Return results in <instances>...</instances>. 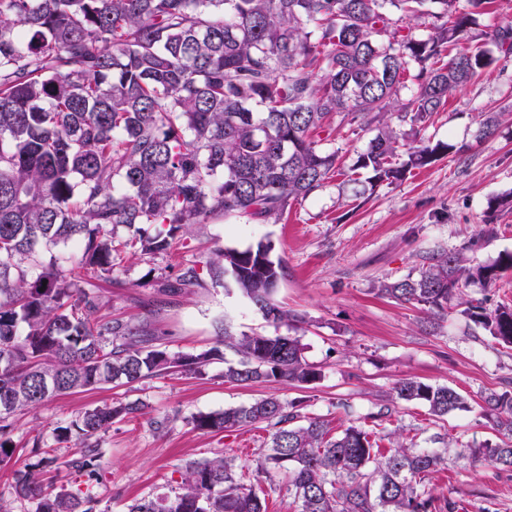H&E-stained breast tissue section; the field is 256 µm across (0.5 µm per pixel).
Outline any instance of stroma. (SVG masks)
Segmentation results:
<instances>
[{
	"mask_svg": "<svg viewBox=\"0 0 512 512\" xmlns=\"http://www.w3.org/2000/svg\"><path fill=\"white\" fill-rule=\"evenodd\" d=\"M490 113L499 114L501 124L492 137L478 139L480 122ZM423 134L455 145V152L362 195L356 184L334 176L276 224L232 218L196 227L189 249L126 257L123 286H101L103 312L139 319L144 302L156 298L158 284L174 278L183 262L211 247L244 249L272 240L285 266L276 299L304 317L298 334L307 361L323 371L321 381L307 388L230 383L223 373L236 358L228 352L199 375L167 374L130 387L106 385L53 397L15 420L16 452L0 466V497L13 512H30L29 503L15 497L10 472L30 462L34 439L49 438L56 426L118 400L138 399L147 409L145 416L114 423L99 440L100 477L92 493L104 512H125L133 500L177 489L193 461L227 455L237 465L255 467L269 428L204 434L189 419L271 395L298 403L301 414L320 416L334 430L368 428L394 383L415 377L454 388L465 408L439 420L424 406L401 404L377 426L380 434L424 448L441 436L456 451L497 443L499 433L481 403L512 382V348L497 344L455 308L435 333H425L419 309L378 296L377 290L418 272L435 253L451 251L477 265L512 251V205L495 212L488 207L490 200L512 193V56L499 58L455 91ZM220 321L237 334L275 331L236 290L208 277L165 305L154 326L169 350L196 353L214 346ZM162 414L173 415L174 422L158 433L148 420ZM429 486L437 512H512V471L491 463L472 466L449 456Z\"/></svg>",
	"mask_w": 512,
	"mask_h": 512,
	"instance_id": "1",
	"label": "stroma"
}]
</instances>
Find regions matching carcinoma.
<instances>
[{
  "label": "carcinoma",
  "mask_w": 512,
  "mask_h": 512,
  "mask_svg": "<svg viewBox=\"0 0 512 512\" xmlns=\"http://www.w3.org/2000/svg\"><path fill=\"white\" fill-rule=\"evenodd\" d=\"M489 3L468 0L465 11L458 0H0V464L14 454L16 412L102 384L199 374L222 347L238 357L224 370L231 383L321 381L288 332L224 327L210 349L171 352L149 318L101 313L99 282L123 284L126 255L169 254L196 224L280 221L340 170L337 115L372 134L352 166L366 172L365 192L447 155L453 145L410 144L387 119L419 132L454 91L512 55L511 23L476 43ZM422 18L425 34L412 24ZM119 227L133 235L118 237ZM69 244V256L53 255ZM274 249L269 239L213 249L158 292H189L204 267L268 323L295 330L302 318L275 299L284 264ZM508 269L512 252L477 266L440 253L378 291L420 308L432 329L464 286L490 288ZM462 314L512 348L511 306L471 298ZM390 402L424 405L438 419L465 406L455 389L415 378L398 381ZM144 409L139 400L96 407L55 427L53 441H76L67 465L89 487L101 434ZM482 409L502 439L467 457L512 470V391L485 395ZM190 422L202 433L264 423L270 446L250 475L226 456L194 462L178 490L136 499L127 512H267L263 483L274 474L287 477L300 512L435 509L426 480L445 464L446 446L386 448L357 425L334 433L273 396ZM33 448L38 460L12 471L16 497L31 512H97L90 491L40 479L59 468L60 448L38 438Z\"/></svg>",
  "instance_id": "obj_1"
}]
</instances>
